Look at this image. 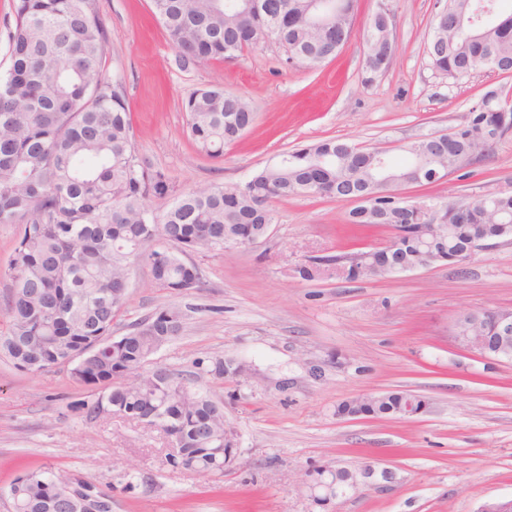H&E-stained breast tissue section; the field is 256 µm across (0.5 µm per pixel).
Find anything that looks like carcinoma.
I'll list each match as a JSON object with an SVG mask.
<instances>
[{"mask_svg": "<svg viewBox=\"0 0 512 512\" xmlns=\"http://www.w3.org/2000/svg\"><path fill=\"white\" fill-rule=\"evenodd\" d=\"M239 0H151L152 11L186 66L208 60L234 61L247 48L285 40L302 56L317 46L337 48L350 41L356 0H334L336 14L324 28L315 27L306 0H276L278 24L267 14L243 16ZM499 14L484 36L471 22L478 10ZM285 31L279 38V31ZM389 29L372 18L367 29L368 69L375 73L394 53ZM108 35L98 0H15L9 32L10 67L0 77V224L18 225L9 260L11 295L0 354L18 370L38 374L70 364L71 378L84 386L107 389L89 407L163 418L176 434L174 447L196 460L212 457L224 440V407L202 391L177 381L170 371L151 373V356L183 329L182 311L159 309L154 329L136 328L117 345L112 322L126 300L112 305V289L124 281L133 261L151 269L154 283L181 292L187 279L201 283L198 266H187L179 253L224 247V239L260 236L272 223L270 204L298 195L366 201L348 214L352 224L389 229L409 225L406 262L416 254L447 245L462 247L496 233L512 234V194L427 202L385 193L386 177L370 149L342 140H324L288 152V164L265 169L233 186H211L172 196L166 175L140 161L125 101L105 76L103 58ZM432 67L462 79L478 69L512 72V13L498 0H448L436 15L428 44ZM189 135L198 150L212 158L239 137L237 127L251 126L256 115L241 96L219 88L195 91L185 103ZM512 135V105L469 110L468 120L453 134L441 156L421 141L407 151L408 160L394 173L417 169V159L434 158L450 168L464 149L481 141L493 145ZM166 200L159 214L149 201ZM470 206L465 224L453 212ZM162 240L161 249L135 252L144 242ZM417 396L396 391L378 395L365 408L375 418ZM20 499L38 503L54 497L56 481L77 476L52 467L29 470Z\"/></svg>", "mask_w": 512, "mask_h": 512, "instance_id": "cac0c4a2", "label": "carcinoma"}]
</instances>
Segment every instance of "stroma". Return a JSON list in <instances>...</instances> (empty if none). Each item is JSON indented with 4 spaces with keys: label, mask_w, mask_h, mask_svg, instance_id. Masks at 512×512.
<instances>
[{
    "label": "stroma",
    "mask_w": 512,
    "mask_h": 512,
    "mask_svg": "<svg viewBox=\"0 0 512 512\" xmlns=\"http://www.w3.org/2000/svg\"><path fill=\"white\" fill-rule=\"evenodd\" d=\"M444 3L359 0L350 43L314 68L286 63L273 42L183 68L150 0H99L105 71L126 101L139 158L179 192L244 182L330 138L399 159L406 144L460 124L485 92L512 96V73L454 80L432 68L427 46ZM383 5L396 52L373 76L365 33ZM205 87L243 96L257 114L219 159L186 128L184 103ZM489 193H512V137L442 182L405 189L437 202ZM353 207L318 195L273 201L266 240L186 255L202 271L188 294L153 284L145 263L132 268L112 333L163 307L184 313L183 331L153 360L223 403L234 442L223 475L172 467L157 428L73 410L96 396L68 369L33 375L0 358V512L10 482L40 466L89 477L111 493L112 512H478L512 496V364L461 350L448 332L462 313L512 308V240L387 279H299L309 257L389 242L387 229L349 224ZM219 357L243 372L210 375ZM388 390L421 395L428 408L401 419L336 414L341 402ZM325 467L359 472V488L315 504L305 482Z\"/></svg>",
    "instance_id": "obj_1"
}]
</instances>
